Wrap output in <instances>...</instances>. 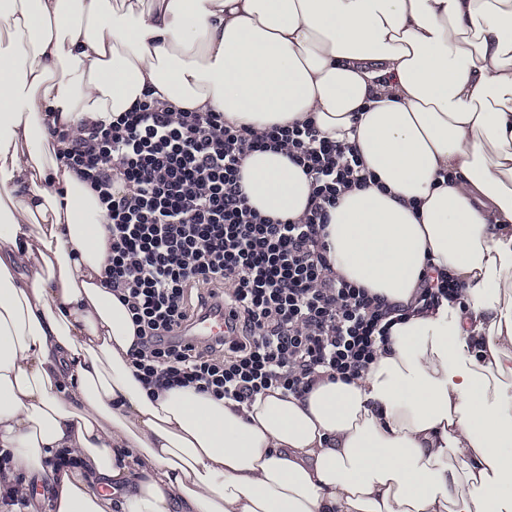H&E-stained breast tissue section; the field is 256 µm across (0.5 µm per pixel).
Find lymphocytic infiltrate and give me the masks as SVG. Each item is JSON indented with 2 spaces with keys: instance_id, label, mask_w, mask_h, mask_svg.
Masks as SVG:
<instances>
[{
  "instance_id": "f902f5d3",
  "label": "lymphocytic infiltrate",
  "mask_w": 512,
  "mask_h": 512,
  "mask_svg": "<svg viewBox=\"0 0 512 512\" xmlns=\"http://www.w3.org/2000/svg\"><path fill=\"white\" fill-rule=\"evenodd\" d=\"M60 160L96 193L110 256L103 285L137 327L128 353L145 385L192 386L240 405L280 388L303 397L324 380L353 382L414 308L455 301L463 285L423 278L413 306L388 302L335 273L324 230L341 197L375 182L355 146L314 122L257 132L223 113L147 97L110 122L54 127ZM286 153L310 180L303 217L251 208L240 169L254 151ZM223 303L234 334L178 338L197 310Z\"/></svg>"
}]
</instances>
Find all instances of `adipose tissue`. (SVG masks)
Here are the masks:
<instances>
[{
  "label": "adipose tissue",
  "mask_w": 512,
  "mask_h": 512,
  "mask_svg": "<svg viewBox=\"0 0 512 512\" xmlns=\"http://www.w3.org/2000/svg\"><path fill=\"white\" fill-rule=\"evenodd\" d=\"M262 131L313 120L379 187L326 227L334 272L409 304L365 376L250 406L151 392L101 284L98 197L54 126L145 93ZM247 203L297 219L302 168L243 162ZM0 448L51 512H503L512 503V0H0ZM82 470L48 475L50 450ZM129 449L118 460L117 449Z\"/></svg>",
  "instance_id": "adipose-tissue-1"
}]
</instances>
